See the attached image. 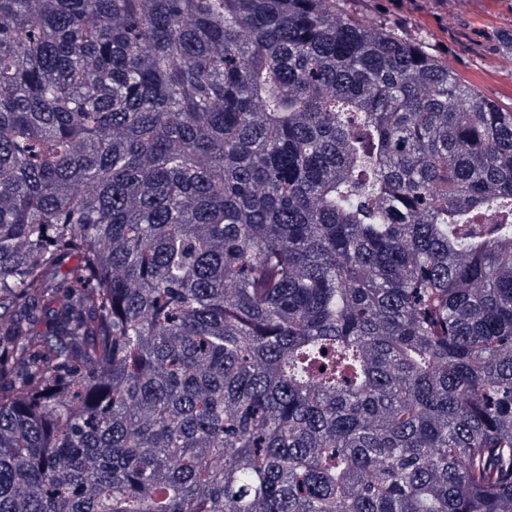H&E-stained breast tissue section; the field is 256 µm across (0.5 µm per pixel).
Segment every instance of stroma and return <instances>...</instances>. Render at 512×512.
<instances>
[{"instance_id":"stroma-1","label":"stroma","mask_w":512,"mask_h":512,"mask_svg":"<svg viewBox=\"0 0 512 512\" xmlns=\"http://www.w3.org/2000/svg\"><path fill=\"white\" fill-rule=\"evenodd\" d=\"M345 8L367 27L424 39L463 80L512 106V0H346Z\"/></svg>"}]
</instances>
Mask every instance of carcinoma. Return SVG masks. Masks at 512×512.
<instances>
[{
    "mask_svg": "<svg viewBox=\"0 0 512 512\" xmlns=\"http://www.w3.org/2000/svg\"><path fill=\"white\" fill-rule=\"evenodd\" d=\"M342 2L0 0V512H512V108Z\"/></svg>",
    "mask_w": 512,
    "mask_h": 512,
    "instance_id": "obj_1",
    "label": "carcinoma"
}]
</instances>
